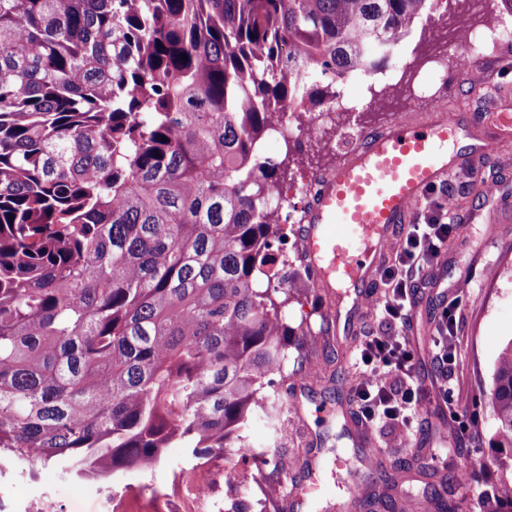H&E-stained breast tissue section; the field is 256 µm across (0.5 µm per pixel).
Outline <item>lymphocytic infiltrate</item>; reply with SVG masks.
Segmentation results:
<instances>
[{
  "label": "lymphocytic infiltrate",
  "instance_id": "1",
  "mask_svg": "<svg viewBox=\"0 0 512 512\" xmlns=\"http://www.w3.org/2000/svg\"><path fill=\"white\" fill-rule=\"evenodd\" d=\"M418 218L392 248L393 257L381 278L384 294L373 304L378 328L357 348L356 416L367 425L385 418L411 427L423 406V391L414 380L413 357L403 329L411 320L419 273L440 256L458 230L448 206L447 185L440 183L427 190ZM461 304V299H453L439 316L435 361L443 393L448 390V367L458 361L448 338L457 332Z\"/></svg>",
  "mask_w": 512,
  "mask_h": 512
}]
</instances>
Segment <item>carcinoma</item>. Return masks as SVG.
Masks as SVG:
<instances>
[{
  "label": "carcinoma",
  "instance_id": "obj_1",
  "mask_svg": "<svg viewBox=\"0 0 512 512\" xmlns=\"http://www.w3.org/2000/svg\"><path fill=\"white\" fill-rule=\"evenodd\" d=\"M429 0H0V451L107 481L248 447L288 353L269 108L388 69ZM512 503V341L493 375Z\"/></svg>",
  "mask_w": 512,
  "mask_h": 512
}]
</instances>
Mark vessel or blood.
I'll list each match as a JSON object with an SVG mask.
<instances>
[{
    "label": "vessel or blood",
    "mask_w": 512,
    "mask_h": 512,
    "mask_svg": "<svg viewBox=\"0 0 512 512\" xmlns=\"http://www.w3.org/2000/svg\"><path fill=\"white\" fill-rule=\"evenodd\" d=\"M490 135L467 156L482 166L497 144L512 137V111L485 116ZM465 135L461 117L437 110L426 122H394L326 174L307 215L305 250L325 287H364L382 247L406 223L426 190L457 162L448 149Z\"/></svg>",
    "instance_id": "obj_1"
}]
</instances>
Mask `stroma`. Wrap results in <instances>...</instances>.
Listing matches in <instances>:
<instances>
[{
	"mask_svg": "<svg viewBox=\"0 0 512 512\" xmlns=\"http://www.w3.org/2000/svg\"><path fill=\"white\" fill-rule=\"evenodd\" d=\"M501 17L512 22V0H489L478 13L467 0H456L448 78L434 84L449 109L465 112L468 137L474 141L483 133L485 112L512 105V29L475 59L481 65L480 83L460 80V70L475 61L462 48L472 30L494 25ZM432 31V26L415 24L394 53L395 62L410 65L419 81L434 67L428 48ZM430 115L428 103L398 87L370 109L337 114L335 130L323 140L295 136L286 143L272 136L264 139L262 151L277 160L291 153L294 170L324 174L344 159L339 129L381 132L394 121L423 122ZM446 180L453 188L459 231L421 273L407 331L415 373L430 392L432 405L425 421L408 436L389 425L368 427L352 418V351L374 325L373 310L366 303L353 304L346 287L325 288L297 275L284 308L291 332L285 364L288 386L276 391L288 413L277 421L258 415L247 432L255 448L288 458L289 464L281 470L253 466L243 487L224 479L232 459L210 462V512H226L234 498L245 494L259 512H329L336 501L355 495L351 471L371 472L381 483L400 480L397 461L410 458L418 448L473 470L476 484L490 482L496 468L490 450L495 432L492 373L499 352L512 340V141L503 142L481 171L464 164L453 168ZM457 297L462 300L458 351L466 362L458 389L467 405L454 415L435 389L432 333L436 314ZM464 424L476 426V434L460 438ZM193 466L186 450L174 445L154 470L126 471L113 488L119 512H182L180 481ZM37 472L41 484L53 493L58 512H104L99 482L73 481L50 465L38 466Z\"/></svg>",
	"mask_w": 512,
	"mask_h": 512,
	"instance_id": "1",
	"label": "stroma"
}]
</instances>
